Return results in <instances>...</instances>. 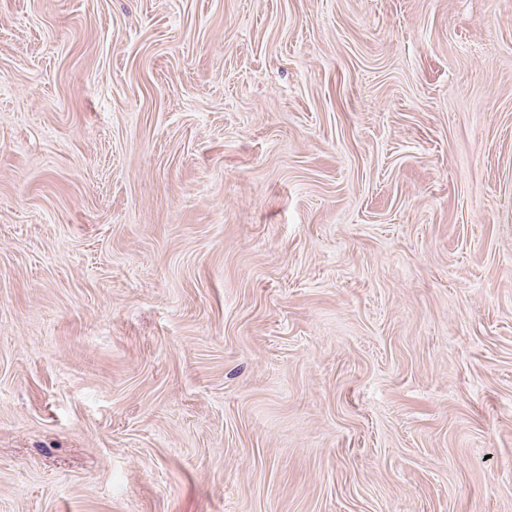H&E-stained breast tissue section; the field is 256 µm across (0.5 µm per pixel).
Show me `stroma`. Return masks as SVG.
Segmentation results:
<instances>
[{
  "label": "stroma",
  "instance_id": "1",
  "mask_svg": "<svg viewBox=\"0 0 512 512\" xmlns=\"http://www.w3.org/2000/svg\"><path fill=\"white\" fill-rule=\"evenodd\" d=\"M0 512H512V0H0Z\"/></svg>",
  "mask_w": 512,
  "mask_h": 512
}]
</instances>
